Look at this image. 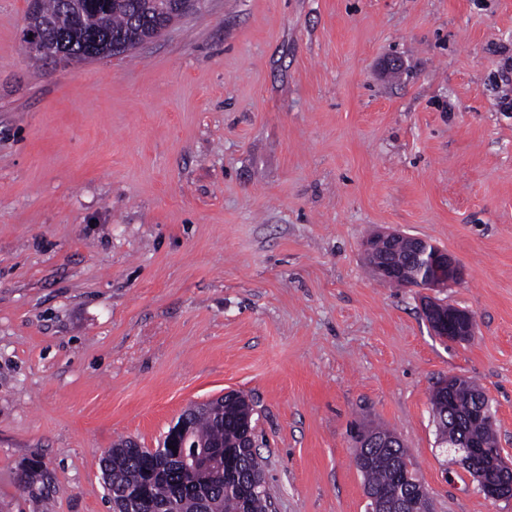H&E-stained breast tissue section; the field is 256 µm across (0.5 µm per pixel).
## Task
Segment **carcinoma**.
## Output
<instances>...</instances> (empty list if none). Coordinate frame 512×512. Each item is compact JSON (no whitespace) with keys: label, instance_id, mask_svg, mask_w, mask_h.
Segmentation results:
<instances>
[{"label":"carcinoma","instance_id":"1","mask_svg":"<svg viewBox=\"0 0 512 512\" xmlns=\"http://www.w3.org/2000/svg\"><path fill=\"white\" fill-rule=\"evenodd\" d=\"M38 10H27L24 33H36L57 43L61 59L83 62L93 57L97 45L112 39L123 40L135 48L146 41L163 18L155 0H36ZM484 395L474 382L460 379L448 385V394L437 391L434 401L438 441L460 435L483 448L497 449L492 426L473 416L475 398ZM253 411L250 400L236 393L230 407L216 406L192 420L195 443L224 447L213 455L214 468L221 472L209 485H195L173 454L162 455L149 448H133L122 440L102 459L105 488L109 499H118L132 486L143 488L154 504L174 512H268L270 496L265 485L251 484L255 454L238 447L234 433L241 412ZM360 456L370 459L363 470L366 485L393 490L399 485L416 488L412 464L406 448H362Z\"/></svg>","mask_w":512,"mask_h":512}]
</instances>
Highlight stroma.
Wrapping results in <instances>:
<instances>
[{"label":"stroma","instance_id":"stroma-1","mask_svg":"<svg viewBox=\"0 0 512 512\" xmlns=\"http://www.w3.org/2000/svg\"><path fill=\"white\" fill-rule=\"evenodd\" d=\"M28 4L0 0V512H112L105 452L232 390L272 512H367L359 424L435 512H512L429 400L477 382L512 463V0H204L85 63L28 58ZM389 232L464 281L379 280ZM428 296L474 338L435 336ZM375 238L377 236L366 241L364 247L377 278L382 281L389 282L399 278L401 257H410L412 262H402L403 277L394 282L396 285L418 284L419 273L413 261L422 257H429L432 274L420 288H445L463 278L464 271L459 261L447 250L431 242L397 233L381 234L376 240ZM394 241L402 242L401 256L391 250Z\"/></svg>","mask_w":512,"mask_h":512}]
</instances>
